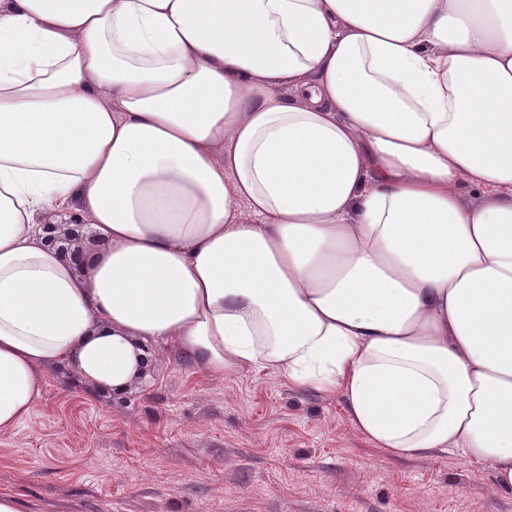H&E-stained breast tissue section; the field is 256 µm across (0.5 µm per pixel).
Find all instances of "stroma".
I'll return each instance as SVG.
<instances>
[{"mask_svg":"<svg viewBox=\"0 0 512 512\" xmlns=\"http://www.w3.org/2000/svg\"><path fill=\"white\" fill-rule=\"evenodd\" d=\"M109 398L53 366L0 430V490L23 512H512V489L457 451L394 457L341 395L268 370L216 378L174 347Z\"/></svg>","mask_w":512,"mask_h":512,"instance_id":"35a3bbf8","label":"stroma"}]
</instances>
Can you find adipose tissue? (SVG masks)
Masks as SVG:
<instances>
[{"label":"adipose tissue","mask_w":512,"mask_h":512,"mask_svg":"<svg viewBox=\"0 0 512 512\" xmlns=\"http://www.w3.org/2000/svg\"><path fill=\"white\" fill-rule=\"evenodd\" d=\"M152 343L512 489V0H0V430ZM44 244L55 248L64 257L80 267L85 259V242L94 243V235L90 224H85L76 214H70L68 219L49 221L43 224Z\"/></svg>","instance_id":"ef3b65f1"}]
</instances>
